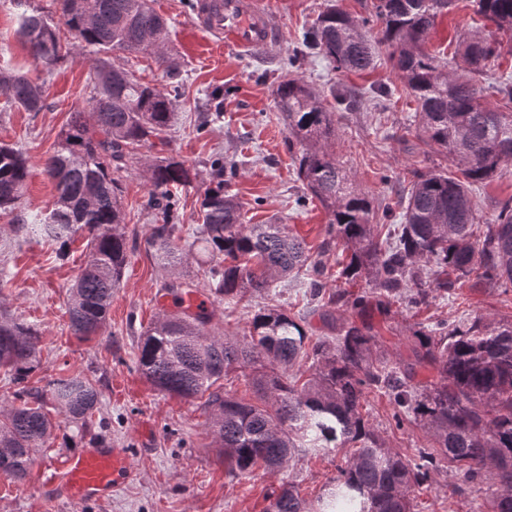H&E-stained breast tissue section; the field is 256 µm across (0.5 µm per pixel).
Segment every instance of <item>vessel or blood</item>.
<instances>
[{
  "label": "vessel or blood",
  "mask_w": 512,
  "mask_h": 512,
  "mask_svg": "<svg viewBox=\"0 0 512 512\" xmlns=\"http://www.w3.org/2000/svg\"><path fill=\"white\" fill-rule=\"evenodd\" d=\"M193 22L202 31L249 53L263 50L275 40L268 16L256 0H195ZM133 476L126 449L96 445L69 459L47 492L74 501L101 500Z\"/></svg>",
  "instance_id": "1"
}]
</instances>
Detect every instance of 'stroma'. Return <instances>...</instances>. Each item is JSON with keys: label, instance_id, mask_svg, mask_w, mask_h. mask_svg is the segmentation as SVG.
Returning a JSON list of instances; mask_svg holds the SVG:
<instances>
[{"label": "stroma", "instance_id": "1", "mask_svg": "<svg viewBox=\"0 0 512 512\" xmlns=\"http://www.w3.org/2000/svg\"><path fill=\"white\" fill-rule=\"evenodd\" d=\"M277 31V40L262 53L246 54L218 43L195 27L193 0H153L168 21V48L178 67L166 75L152 57L108 53L110 63L132 72L143 82L168 90L178 85L175 122L163 146L143 145L127 157L118 177L123 191L128 266L99 335L82 341L69 330L67 295L85 260L83 241H76L69 256L56 246L24 238L13 227L46 214L54 190L43 172L61 128L72 113L85 112L94 89L93 55L86 52L47 69L31 58L21 43L19 11L13 0H0V71H25L45 82L47 109L35 113L8 107L0 101V142L22 149L31 172L18 207L0 211V310L34 326L41 336V368L30 379L47 387L54 379L81 372L100 392L96 419L107 425V440L127 449L134 479L105 502L73 503L48 500L43 486L67 460L88 448L89 438L77 436L58 410L50 415L58 428L55 437L35 453L30 475L15 482L0 475V512H265L269 496L279 488L281 474L262 470L248 476L228 474L207 426L208 413L198 401H186L156 391L136 369L137 344L143 329L157 316L165 284L186 279L198 286L197 296L212 313V329L219 334L248 333L255 312L263 304L255 297L237 303L215 298L206 286L203 255L187 257L168 270L145 239L156 217L147 205L149 186L143 174L147 159L174 156L195 168L198 177L182 189L174 212L176 223L197 224L201 198L218 180L217 170L236 161V178L227 184L244 205L247 223L275 219L303 238L322 269L327 286L351 293L367 289L366 281H346L339 274L341 247L323 251L329 217L318 203L305 201L288 152V132L275 108L278 82L298 76L307 81L334 108L338 126L336 155L370 199L375 211L394 203L411 171L447 166V158L426 144L415 128L413 106L398 81L389 48H381L375 68L343 72L326 59L296 51L300 36L327 0H259ZM487 23L470 0L438 16L424 48L449 46L459 37L488 32ZM356 94L353 107L338 106L333 89ZM495 323L512 321V291L492 292L465 283L456 297H438L417 311L400 301L381 322V341L387 347L405 341L412 326L432 327L460 323L474 316ZM363 412L391 447L415 456L428 444L416 424L396 426L386 397L368 395ZM341 455H301L287 479L307 502H314L326 483L336 476ZM460 479L447 467L433 475L432 486L417 496L419 512H474L476 502L460 493Z\"/></svg>", "mask_w": 512, "mask_h": 512}]
</instances>
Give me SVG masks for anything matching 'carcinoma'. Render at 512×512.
<instances>
[{
  "label": "carcinoma",
  "instance_id": "obj_1",
  "mask_svg": "<svg viewBox=\"0 0 512 512\" xmlns=\"http://www.w3.org/2000/svg\"><path fill=\"white\" fill-rule=\"evenodd\" d=\"M455 0H373L371 20L379 38L370 39L362 21L331 4L303 34L302 54H319L345 71L374 65L376 48L393 49L397 77L415 103V121L427 144L448 158L452 171L415 170L398 212L397 234L375 223L371 201L336 158V113L301 78L281 81L275 107L288 131V151L308 198L329 216L331 242L343 246L342 275L372 283L369 294L324 291L321 269L304 242L283 224H247L243 204L224 181L205 191L192 230L173 223L177 191L197 178L195 169L173 156L146 162L149 208L162 223L147 245L163 267L173 269L201 251L209 259L207 286L217 297L238 301L249 291L269 292L285 279L309 272L310 301L327 329L311 340L306 317L278 305L254 314L249 335L205 332L203 307L164 311L142 334L137 371L157 391L203 400L209 427L220 443L228 473L256 469L283 472L300 453L314 456L350 449L336 478L313 506L293 485L272 492L270 512H415V493L432 480L440 463L454 467L465 489L484 493L491 512H512V322L482 316L438 329L412 332L405 361L378 354L380 336L365 321L369 310L386 315L393 302L426 305L451 296L473 278L486 288H512V198L482 219L473 198L477 185L512 171V112L482 102L478 77L512 45V0H473L491 23L488 34L463 37L452 58L424 50L438 16ZM72 38L35 8L16 0L20 35L35 60L50 69L86 48L97 54L121 51L154 54L171 73L168 25L149 0H57ZM97 59L98 83L88 117L73 113L43 166L56 194L49 212L15 232L71 251L86 239L84 267L69 289V328L81 340L105 322L128 263L122 187L115 172L136 147L162 141L170 130L175 99L131 73ZM4 104L28 112L47 108L43 86L24 73H0ZM29 178L27 156L0 145V210L14 208ZM308 363L306 370L301 362ZM40 336L29 324L0 317V370L18 386L19 403L0 404V473L18 482L30 472L33 453L54 435L45 411L51 399L85 436L95 425L100 392L77 373L52 381L49 389L29 384L40 369ZM250 368L256 400L226 391L231 371ZM433 379L416 381L419 371ZM370 390L391 396L397 427L412 421L428 434L431 447L410 459L386 445L364 418Z\"/></svg>",
  "mask_w": 512,
  "mask_h": 512
}]
</instances>
